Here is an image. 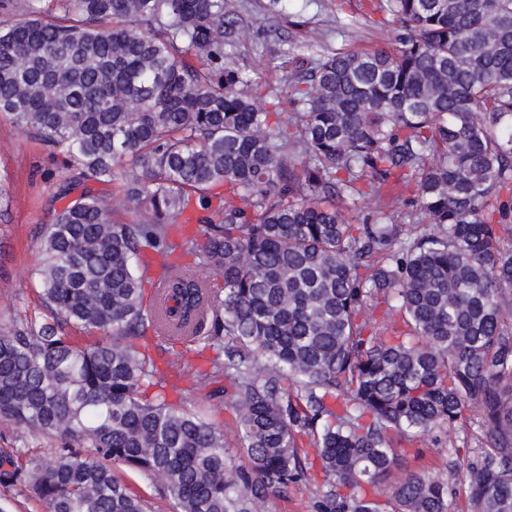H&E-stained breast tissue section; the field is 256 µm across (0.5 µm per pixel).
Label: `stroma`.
Listing matches in <instances>:
<instances>
[{
	"mask_svg": "<svg viewBox=\"0 0 512 512\" xmlns=\"http://www.w3.org/2000/svg\"><path fill=\"white\" fill-rule=\"evenodd\" d=\"M243 33L234 49L235 61L251 77L274 85L308 68L329 49L370 48L390 41L391 34L362 23L358 8L343 0H292L289 14L275 16L270 0H224ZM60 172L48 150L0 117V179L9 195L0 201V318L14 303L35 308L39 246L49 223V200ZM470 458L482 456L484 437L472 423L447 433L420 437L410 445L411 468H423L456 485V449Z\"/></svg>",
	"mask_w": 512,
	"mask_h": 512,
	"instance_id": "obj_1",
	"label": "stroma"
}]
</instances>
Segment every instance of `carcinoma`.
<instances>
[{"instance_id":"obj_1","label":"carcinoma","mask_w":512,"mask_h":512,"mask_svg":"<svg viewBox=\"0 0 512 512\" xmlns=\"http://www.w3.org/2000/svg\"><path fill=\"white\" fill-rule=\"evenodd\" d=\"M376 12L391 42L282 94L224 0H0V115L66 173L40 316L0 323L1 491L154 512L119 464L176 512H454L394 440L473 420L468 512H512V0ZM311 489L310 486H295L288 488L283 496H269L262 512H309Z\"/></svg>"}]
</instances>
